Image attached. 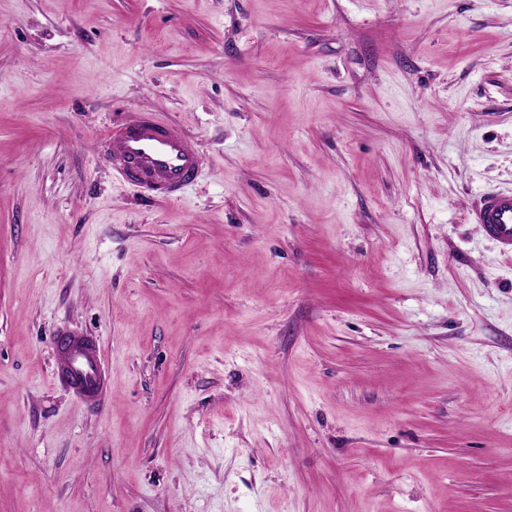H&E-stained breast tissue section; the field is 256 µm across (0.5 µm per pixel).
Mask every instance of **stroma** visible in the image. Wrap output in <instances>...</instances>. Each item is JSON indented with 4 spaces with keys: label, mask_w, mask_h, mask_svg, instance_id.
<instances>
[{
    "label": "stroma",
    "mask_w": 512,
    "mask_h": 512,
    "mask_svg": "<svg viewBox=\"0 0 512 512\" xmlns=\"http://www.w3.org/2000/svg\"><path fill=\"white\" fill-rule=\"evenodd\" d=\"M138 112L178 202L102 158ZM490 189L512 0H0V512H512ZM106 158L126 182L167 202H177L199 174L190 139L151 113L132 117L109 137ZM57 336L60 337L55 377L70 387L82 404L100 402L108 386L101 345L65 326Z\"/></svg>",
    "instance_id": "35a3bbf8"
}]
</instances>
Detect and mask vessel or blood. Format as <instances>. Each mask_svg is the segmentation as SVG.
<instances>
[{"label": "vessel or blood", "instance_id": "1", "mask_svg": "<svg viewBox=\"0 0 512 512\" xmlns=\"http://www.w3.org/2000/svg\"><path fill=\"white\" fill-rule=\"evenodd\" d=\"M106 158L126 182L167 202L178 201L199 174L190 139L151 113L127 120L121 132L108 139ZM471 220L500 254L512 256V192L486 191ZM58 346L56 378L81 403L100 402L108 386L101 345L63 327Z\"/></svg>", "mask_w": 512, "mask_h": 512}]
</instances>
